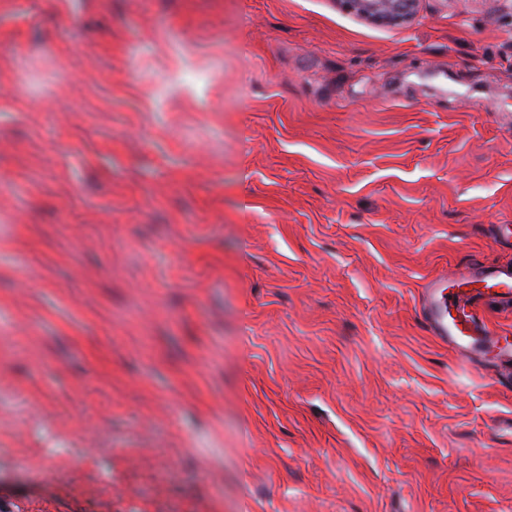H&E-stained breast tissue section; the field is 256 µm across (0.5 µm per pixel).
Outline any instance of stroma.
<instances>
[{
    "mask_svg": "<svg viewBox=\"0 0 512 512\" xmlns=\"http://www.w3.org/2000/svg\"><path fill=\"white\" fill-rule=\"evenodd\" d=\"M512 6L0 0V512H512ZM420 0H336L345 11L377 25H403L417 14ZM472 282L484 283L485 291L458 290L446 298L447 285H456V273L440 276L427 285L424 304L425 319L431 332L441 341H448L466 352H489L498 350L506 362L512 360V350L499 346L496 336L486 322L483 307L495 302H509L512 298V269H486L475 266L467 274Z\"/></svg>",
    "mask_w": 512,
    "mask_h": 512,
    "instance_id": "1",
    "label": "stroma"
}]
</instances>
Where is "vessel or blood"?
Returning <instances> with one entry per match:
<instances>
[{
    "label": "vessel or blood",
    "instance_id": "b4317fda",
    "mask_svg": "<svg viewBox=\"0 0 512 512\" xmlns=\"http://www.w3.org/2000/svg\"><path fill=\"white\" fill-rule=\"evenodd\" d=\"M468 276L480 284V291L457 289L458 278L453 274L428 283L424 311L431 332L464 351H495L504 361H511L512 351L500 347V338L486 322L483 309L495 302L512 300V269L477 266Z\"/></svg>",
    "mask_w": 512,
    "mask_h": 512
}]
</instances>
